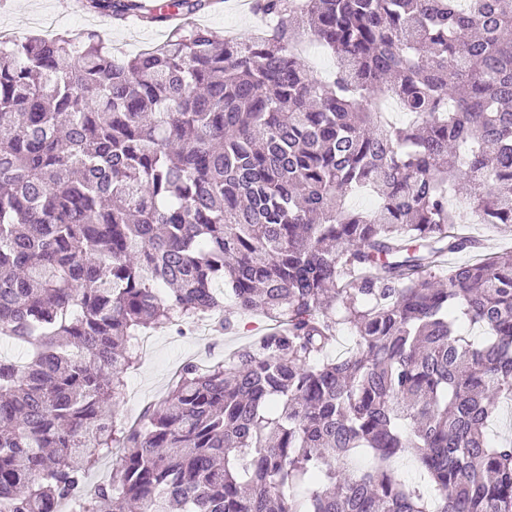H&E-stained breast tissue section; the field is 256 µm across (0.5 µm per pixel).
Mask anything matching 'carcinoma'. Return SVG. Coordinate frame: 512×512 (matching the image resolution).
<instances>
[{
  "instance_id": "obj_1",
  "label": "carcinoma",
  "mask_w": 512,
  "mask_h": 512,
  "mask_svg": "<svg viewBox=\"0 0 512 512\" xmlns=\"http://www.w3.org/2000/svg\"><path fill=\"white\" fill-rule=\"evenodd\" d=\"M213 2L85 0L167 27L124 63L92 31L0 45V335L32 346L0 356V512H512V437L487 435L512 253L446 262L481 247L460 184L512 233V0H250L275 25L244 40L192 23ZM226 288L273 327L121 422L134 341ZM304 57L310 69L319 77L328 78L336 71V57L319 43H308ZM331 78V77H330ZM325 79L326 81L329 80Z\"/></svg>"
}]
</instances>
